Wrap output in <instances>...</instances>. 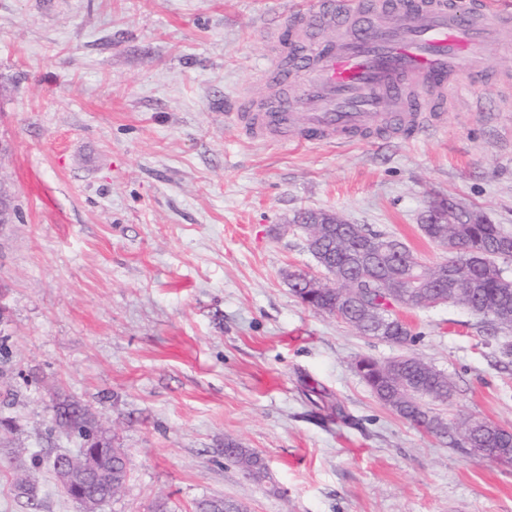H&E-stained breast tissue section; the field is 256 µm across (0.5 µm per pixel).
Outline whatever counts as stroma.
<instances>
[{
	"mask_svg": "<svg viewBox=\"0 0 512 512\" xmlns=\"http://www.w3.org/2000/svg\"><path fill=\"white\" fill-rule=\"evenodd\" d=\"M307 0H0V512H30L11 451L38 455L39 512H81L52 463L79 408L127 458L104 512H512V466L383 406L364 355L448 375L449 421L512 428L501 330L453 305L403 313L398 348L304 306L305 209L446 258L421 226L453 203L512 229V47L461 78L444 125L410 140L261 142L267 30ZM265 463L253 478L224 456Z\"/></svg>",
	"mask_w": 512,
	"mask_h": 512,
	"instance_id": "1",
	"label": "stroma"
}]
</instances>
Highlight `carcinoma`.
I'll use <instances>...</instances> for the list:
<instances>
[{"mask_svg":"<svg viewBox=\"0 0 512 512\" xmlns=\"http://www.w3.org/2000/svg\"><path fill=\"white\" fill-rule=\"evenodd\" d=\"M425 236L448 248L446 262L455 273L448 287L457 289L451 304L466 308L496 328L512 329V249H504V240L511 237L500 224L477 220L475 212L461 210L446 224H423ZM308 252L315 261H324L335 268L328 283L312 292L293 290L312 309L341 318L367 337H374L378 311L375 305L376 276L384 275L395 283L397 306L407 309L425 308L444 292L442 288H427L416 293L407 287L409 280L431 277L437 266L424 263L405 243L386 237L360 224L312 225L311 236L305 237ZM352 279V287L343 283ZM378 340L394 346H405L414 340L409 325L401 318L390 320L385 335ZM369 371L364 382L374 396L401 418L443 437L448 436V423L429 407L431 402L445 403L452 395L453 385L448 375L411 356H398L380 361L369 358ZM68 426L77 432L90 427L87 419L76 410L59 412ZM470 422L459 427V437H450V444L465 447L463 439H473L480 448H512V429L482 421L475 431ZM98 438L105 446L99 461L101 474L112 475L121 484L112 487L106 500L123 489L127 478V462L119 449L103 433ZM229 460L253 476L263 473L262 459L248 448H237ZM201 512H244L240 503L214 499L202 504Z\"/></svg>","mask_w":512,"mask_h":512,"instance_id":"obj_1","label":"carcinoma"}]
</instances>
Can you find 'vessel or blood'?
<instances>
[{"label":"vessel or blood","mask_w":512,"mask_h":512,"mask_svg":"<svg viewBox=\"0 0 512 512\" xmlns=\"http://www.w3.org/2000/svg\"><path fill=\"white\" fill-rule=\"evenodd\" d=\"M286 25L258 76L297 90L273 106L242 95L235 121L253 140L412 139L440 126L449 88L480 75L479 55L512 45V12L496 0H314Z\"/></svg>","instance_id":"vessel-or-blood-1"}]
</instances>
